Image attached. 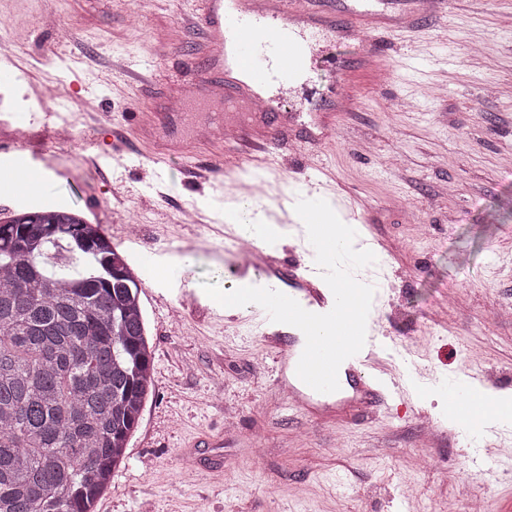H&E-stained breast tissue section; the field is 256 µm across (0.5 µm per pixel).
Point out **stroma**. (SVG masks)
<instances>
[{
	"instance_id": "35a3bbf8",
	"label": "stroma",
	"mask_w": 512,
	"mask_h": 512,
	"mask_svg": "<svg viewBox=\"0 0 512 512\" xmlns=\"http://www.w3.org/2000/svg\"><path fill=\"white\" fill-rule=\"evenodd\" d=\"M135 0H0L11 24L14 68L0 88V154L30 134L43 154L34 192L0 183V221L50 205L101 225L141 279L154 390L125 462L97 512H465L460 486L499 512L512 496V429L461 428L448 418V382H490L512 393V0H450L429 28L384 37L386 76L366 84L357 111L340 114L321 149L318 183L280 186L336 194L359 216L379 266L351 264L350 287L368 284L380 316L395 396L361 419L320 421L289 411L274 352L213 319L240 268L224 226L202 215L210 199L171 158L154 177L132 138L114 198L112 173L93 158L113 130L142 111L133 88L112 81L114 60L139 61L160 79L198 67V0H165L141 19ZM363 48L339 43L313 74V97L341 94L336 64ZM96 84L84 101L74 82ZM56 86L75 115L72 140L30 125L37 92ZM197 220L185 222L184 211ZM478 352L467 365V353Z\"/></svg>"
}]
</instances>
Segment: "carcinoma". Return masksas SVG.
Masks as SVG:
<instances>
[{"label": "carcinoma", "instance_id": "1", "mask_svg": "<svg viewBox=\"0 0 512 512\" xmlns=\"http://www.w3.org/2000/svg\"><path fill=\"white\" fill-rule=\"evenodd\" d=\"M141 293L72 208L0 224V512H96L152 394Z\"/></svg>", "mask_w": 512, "mask_h": 512}]
</instances>
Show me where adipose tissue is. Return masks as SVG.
Masks as SVG:
<instances>
[{
  "instance_id": "adipose-tissue-1",
  "label": "adipose tissue",
  "mask_w": 512,
  "mask_h": 512,
  "mask_svg": "<svg viewBox=\"0 0 512 512\" xmlns=\"http://www.w3.org/2000/svg\"><path fill=\"white\" fill-rule=\"evenodd\" d=\"M224 221L236 224L250 231L252 238L263 248L279 246L289 234L290 224L305 227L306 239L317 245L319 251L315 261L326 272V285L341 289L346 285L347 270L344 257L363 255L369 262L379 263V254L358 247L355 225L343 222L330 197L311 198L300 193L297 203L288 208L277 207L265 210L253 206L252 202L226 201Z\"/></svg>"
}]
</instances>
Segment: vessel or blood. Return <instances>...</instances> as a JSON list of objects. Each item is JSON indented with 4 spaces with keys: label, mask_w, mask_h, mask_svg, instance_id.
I'll use <instances>...</instances> for the list:
<instances>
[{
    "label": "vessel or blood",
    "mask_w": 512,
    "mask_h": 512,
    "mask_svg": "<svg viewBox=\"0 0 512 512\" xmlns=\"http://www.w3.org/2000/svg\"><path fill=\"white\" fill-rule=\"evenodd\" d=\"M447 0H203L196 16L205 39L197 50L199 76L162 84L128 68L124 75L138 95L152 104L138 132L152 144L149 159L161 169L172 155H195L202 129H230L221 146L241 162L275 158L290 147L303 150L328 136L318 121L298 120L285 110V94L309 81L311 63L324 45L357 39L361 56L343 66L344 92L324 102L320 114L349 112L359 104L362 78L383 72L377 33L416 31L443 14ZM32 145L21 142L5 161L7 183L28 190ZM188 179L223 174L232 199L249 194L233 170L187 165ZM263 283L250 289L247 305L262 341L277 353L280 375L288 379L290 407L308 411L342 398L346 413L357 416L384 404L385 386L368 374L381 335L378 317L350 314L360 305L359 289L326 288L324 273L307 265L282 267L260 255Z\"/></svg>",
    "instance_id": "b4317fda"
}]
</instances>
